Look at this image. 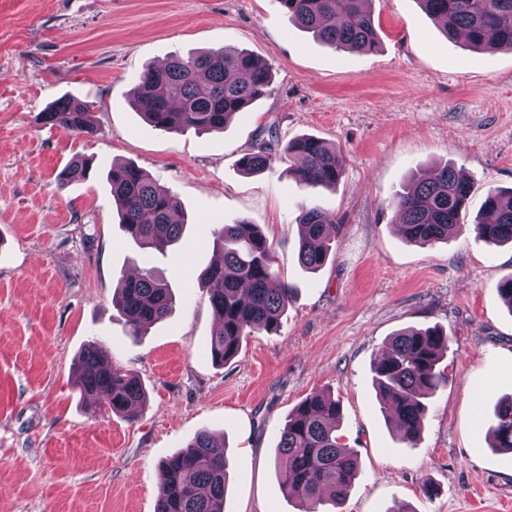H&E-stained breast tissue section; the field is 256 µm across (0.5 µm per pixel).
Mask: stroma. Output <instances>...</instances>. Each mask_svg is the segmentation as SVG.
<instances>
[{
  "label": "stroma",
  "instance_id": "stroma-1",
  "mask_svg": "<svg viewBox=\"0 0 512 512\" xmlns=\"http://www.w3.org/2000/svg\"><path fill=\"white\" fill-rule=\"evenodd\" d=\"M377 51H337L292 23L277 0H0V512H155L158 464L199 432L227 449L223 512H299L277 453L289 413L311 392L341 405V443L360 461L335 512H502L512 455L490 446L495 404L512 395V309L500 298L512 246L471 225L489 189H512V53L448 39L417 0H373ZM246 50L273 92L223 132H166L130 100L144 69L172 55ZM89 106L91 133L41 123L60 97ZM336 144L335 191L305 190L278 162L238 160L270 139ZM78 156L90 180L60 187ZM130 162L177 195L184 228L143 256L118 225L106 179ZM454 165L473 186L462 227L420 246L395 231L404 183ZM342 224L320 270L297 261L298 216ZM258 224L293 297L279 331L248 336L224 365L197 278L223 224ZM150 267L172 286L171 315L131 335L112 303L121 276ZM451 338L447 385L406 447L373 385L398 330ZM99 341L143 381L135 420L82 398L73 365Z\"/></svg>",
  "mask_w": 512,
  "mask_h": 512
}]
</instances>
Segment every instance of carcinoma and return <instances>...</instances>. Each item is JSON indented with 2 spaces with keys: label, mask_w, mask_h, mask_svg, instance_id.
Instances as JSON below:
<instances>
[{
  "label": "carcinoma",
  "mask_w": 512,
  "mask_h": 512,
  "mask_svg": "<svg viewBox=\"0 0 512 512\" xmlns=\"http://www.w3.org/2000/svg\"><path fill=\"white\" fill-rule=\"evenodd\" d=\"M369 0H277L290 19L315 34L334 50L370 52L379 33L368 8ZM443 28L448 39L464 38L476 50L512 52V0H417ZM270 66L248 51L214 49L149 68L138 78L133 103L147 120L162 130L222 132L229 120L271 94ZM43 124L72 134L93 129L89 107L61 97L40 112ZM289 163L288 174L309 191L333 192L344 176L336 146L314 136H300L249 150L239 159L250 175L278 161ZM90 161L76 159L65 168L60 183L86 181ZM112 197L120 211V227L145 256L164 251L176 241L183 225L173 221L181 203L156 179L132 163L112 164L107 173ZM471 184L451 165L432 177L410 181L395 201L394 226L406 241L433 244L460 226ZM298 261L318 270L332 255L326 217L317 209L302 210ZM473 230L490 247L512 245V190L491 189L482 203V217ZM222 260L198 277L206 289L218 330L210 342L214 363L222 365L239 352L253 333L278 331L292 298V286L274 269L273 247L256 224L240 220L215 232ZM174 302L167 281L146 268L121 280L117 305L131 334L164 320ZM450 336L439 326L410 327L393 334L376 362L374 384L382 408L404 426L401 439L416 445L428 414L426 399L446 385L440 363ZM82 396H108L112 413L136 417L146 398L140 378L118 363L98 342L89 343L76 363ZM491 447L512 453V397L495 409ZM340 405L335 398L314 392L288 414L280 433L279 455L285 459L280 479L301 503V512H322L346 498L358 472L355 454L337 435ZM227 481L224 442L207 432L197 434L186 449L160 466L156 512H221Z\"/></svg>",
  "instance_id": "1"
}]
</instances>
